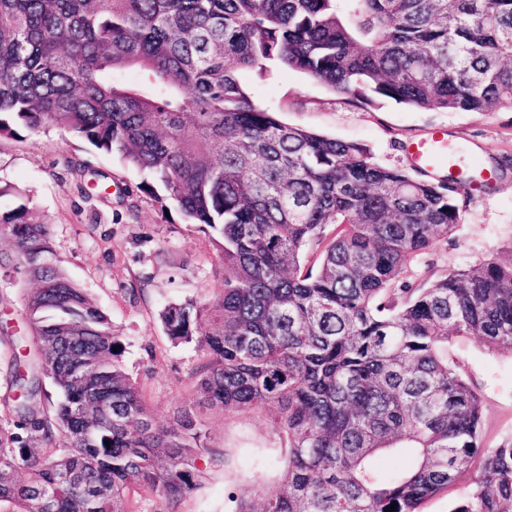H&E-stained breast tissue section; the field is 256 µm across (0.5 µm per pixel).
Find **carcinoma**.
<instances>
[{"label":"carcinoma","mask_w":512,"mask_h":512,"mask_svg":"<svg viewBox=\"0 0 512 512\" xmlns=\"http://www.w3.org/2000/svg\"><path fill=\"white\" fill-rule=\"evenodd\" d=\"M269 63L368 103L512 111V0H0V137L54 126L120 154L211 229L222 262L213 301L162 311L207 360L159 423L107 316L49 259L30 195L0 184L18 200L0 210V270L35 284L16 426L43 442L0 437L14 512L178 504L211 410H268L288 441L278 486L229 495L227 512H420L468 469L452 512H512V442L482 445L484 401L448 358L461 336L512 349V260L409 281L410 259L461 223L464 178L418 179L279 121L237 77ZM129 67L146 87L112 82ZM380 455L412 464L383 477Z\"/></svg>","instance_id":"obj_1"}]
</instances>
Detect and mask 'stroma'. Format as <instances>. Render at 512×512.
Here are the masks:
<instances>
[{"instance_id": "35a3bbf8", "label": "stroma", "mask_w": 512, "mask_h": 512, "mask_svg": "<svg viewBox=\"0 0 512 512\" xmlns=\"http://www.w3.org/2000/svg\"><path fill=\"white\" fill-rule=\"evenodd\" d=\"M253 101L286 124L363 144L383 166L408 168L407 148L437 129L471 173L512 158V111L412 110L391 101L365 105L337 96L304 74L269 67L242 73ZM0 180L27 189L51 227L52 249L69 278L109 317L125 346L123 364L164 422L194 391L193 370L204 355L174 344L159 313L170 303L213 300L221 257L207 233L187 223L162 188L146 191V174L118 154L98 150L61 129L0 138ZM512 258V169L493 190L473 192L460 224L409 263L414 279H437L484 258ZM31 282L0 271V432L14 428L12 339L30 333L23 293ZM448 356L460 362L486 406L482 439L493 448L512 440V351L489 350L475 337H457ZM209 452L200 453L196 488L174 512H224L233 492L249 496L278 485L283 435L265 411L207 418Z\"/></svg>"}]
</instances>
